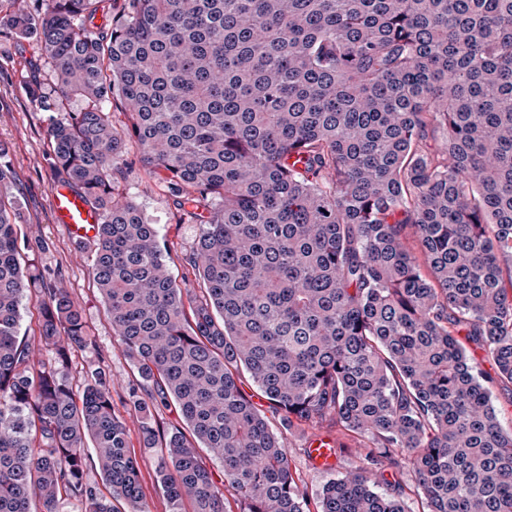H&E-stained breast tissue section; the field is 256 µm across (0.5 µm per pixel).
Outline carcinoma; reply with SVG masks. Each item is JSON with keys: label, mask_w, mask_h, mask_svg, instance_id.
Instances as JSON below:
<instances>
[{"label": "carcinoma", "mask_w": 512, "mask_h": 512, "mask_svg": "<svg viewBox=\"0 0 512 512\" xmlns=\"http://www.w3.org/2000/svg\"><path fill=\"white\" fill-rule=\"evenodd\" d=\"M106 1L107 31L89 32ZM2 19L42 51L25 85L47 75L60 93L41 99L59 113L51 166L100 211L91 274L138 365L135 404L181 421L142 426L166 449L172 512H225L227 486L240 512H305L268 412L366 450L322 487L321 512H408L381 491L407 465L428 512H512V432L484 386L512 383V0H0ZM70 98L81 109L61 111ZM129 141L204 224L198 295L113 194ZM31 289L64 362L86 325L22 263L0 155V512H58L64 496L146 512L109 384L75 392L19 339Z\"/></svg>", "instance_id": "carcinoma-1"}]
</instances>
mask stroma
I'll list each match as a JSON object with an SVG mask.
<instances>
[{
    "instance_id": "35a3bbf8",
    "label": "stroma",
    "mask_w": 512,
    "mask_h": 512,
    "mask_svg": "<svg viewBox=\"0 0 512 512\" xmlns=\"http://www.w3.org/2000/svg\"><path fill=\"white\" fill-rule=\"evenodd\" d=\"M38 63L31 41L17 39L0 28V146L7 151L13 177L25 262L66 288L74 305L81 310L87 341L72 350L63 373L77 390L91 375L99 371L105 373L112 389L114 412L126 424L130 450L138 463L142 500L148 512H171L158 482L166 458L160 449L144 447L141 415L135 410L130 394L139 380L137 365L123 351L119 338L114 336L102 298L90 275L94 239L90 236L75 239L63 225L53 221L51 192L55 177L50 168L51 146L46 135L50 114L28 94L20 76L24 68ZM115 193L135 203L148 221L156 224L166 245L165 261L171 274L177 282L194 287L195 279L187 258L202 226L175 204L164 173L149 172L136 148L128 147L116 175ZM38 300L33 291L23 297L20 335L33 343L35 361L52 363L57 358L54 347L39 341ZM271 427L283 434L292 469L308 487L306 512H320L319 493L323 485L359 465L357 445H350L336 457L333 467L319 470L307 456L306 435L299 427L286 429L277 420Z\"/></svg>"
}]
</instances>
